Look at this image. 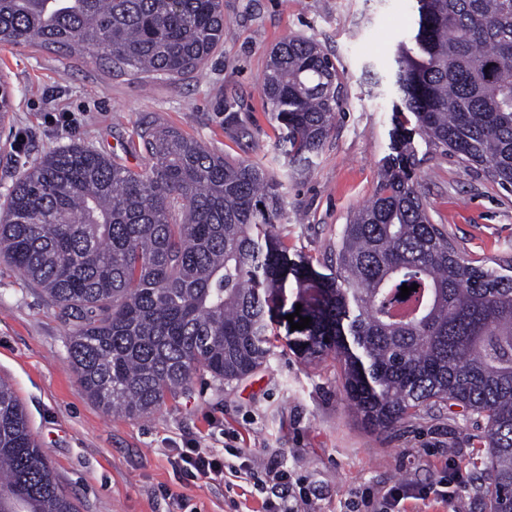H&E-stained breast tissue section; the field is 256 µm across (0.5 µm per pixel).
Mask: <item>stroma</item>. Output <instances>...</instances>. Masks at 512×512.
<instances>
[{"label":"stroma","instance_id":"1","mask_svg":"<svg viewBox=\"0 0 512 512\" xmlns=\"http://www.w3.org/2000/svg\"><path fill=\"white\" fill-rule=\"evenodd\" d=\"M414 0H224L229 33L194 74L146 82L47 49H0V78L15 110L0 124V202L16 177L52 150L81 143L131 168L137 127H173L232 160L277 166L279 130L262 92L272 49L316 41L342 81L341 106L313 166L283 178L281 231L290 253L321 263L344 224L366 204L392 154L402 94L395 47L408 40ZM69 122H60L61 114ZM411 176L432 223L466 259L512 275V192L479 167L413 139ZM269 361L216 386L194 378L186 393L144 417L106 413L70 366L67 327L40 288L0 257V377L79 512H265L276 471L298 480V512H345L352 492L463 477L450 500L405 499L402 512H488L481 461L484 423L462 407L422 414L391 431L366 424L348 401L334 356L308 364L279 324ZM224 460L223 479L179 471L175 449Z\"/></svg>","mask_w":512,"mask_h":512}]
</instances>
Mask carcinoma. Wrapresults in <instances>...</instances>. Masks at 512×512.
Segmentation results:
<instances>
[{
	"label": "carcinoma",
	"instance_id": "carcinoma-1",
	"mask_svg": "<svg viewBox=\"0 0 512 512\" xmlns=\"http://www.w3.org/2000/svg\"><path fill=\"white\" fill-rule=\"evenodd\" d=\"M416 4L396 49V155L322 269L290 259L273 171L156 126L135 132L143 170L74 143L22 172L0 204V255L59 310L69 363L106 412L150 414L200 371L220 385L248 375L270 355L276 315L300 304L294 322H312L289 350L336 356L372 426L441 405L481 418L489 512H512V275L465 259L431 223L405 133L410 115L419 135L512 191V0ZM224 33V0H0V47L62 49L141 79L198 71ZM341 87L315 41L271 51L262 93L295 170L322 150ZM11 111L1 79L0 122ZM0 512H76L2 380Z\"/></svg>",
	"mask_w": 512,
	"mask_h": 512
}]
</instances>
